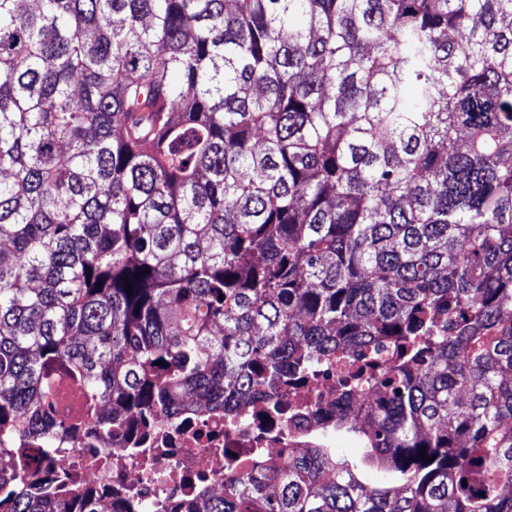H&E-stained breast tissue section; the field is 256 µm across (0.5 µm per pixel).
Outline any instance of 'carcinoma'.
Wrapping results in <instances>:
<instances>
[{"instance_id":"obj_1","label":"carcinoma","mask_w":512,"mask_h":512,"mask_svg":"<svg viewBox=\"0 0 512 512\" xmlns=\"http://www.w3.org/2000/svg\"><path fill=\"white\" fill-rule=\"evenodd\" d=\"M385 338L185 512H512V0H0V512H114L39 455ZM55 410L57 416L68 420L77 421L83 419L82 395L80 390L74 385L64 384ZM363 447V443L355 437H342L336 442V448H341V452L347 455L352 462L356 463L362 472L378 478L386 485L391 484L392 478L390 474L370 466V463L364 458L367 448Z\"/></svg>"}]
</instances>
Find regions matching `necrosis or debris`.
Masks as SVG:
<instances>
[{"instance_id":"necrosis-or-debris-1","label":"necrosis or debris","mask_w":512,"mask_h":512,"mask_svg":"<svg viewBox=\"0 0 512 512\" xmlns=\"http://www.w3.org/2000/svg\"><path fill=\"white\" fill-rule=\"evenodd\" d=\"M343 361L329 359L303 385L284 384L277 393L287 413L283 423L260 418L258 406L240 404L232 416L220 409H183L161 418L143 447L124 448L107 458L93 457L75 445L48 456L57 473L77 475L103 497L137 494L135 512H171L176 504L195 502L206 490L223 485L233 461L261 449L281 461L302 448L320 412L331 408Z\"/></svg>"}]
</instances>
